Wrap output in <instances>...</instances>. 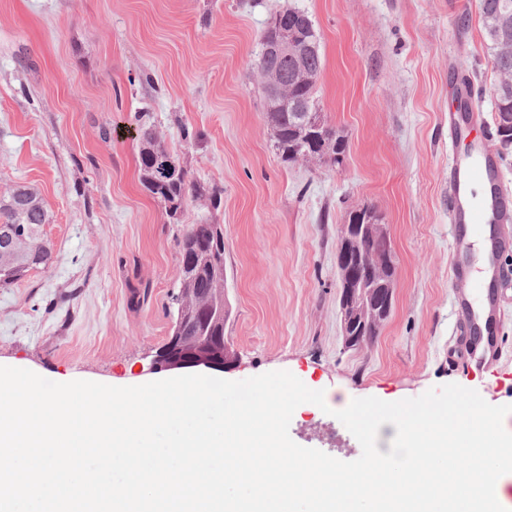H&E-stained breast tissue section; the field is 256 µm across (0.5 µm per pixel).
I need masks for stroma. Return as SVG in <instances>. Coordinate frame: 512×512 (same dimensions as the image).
<instances>
[{
    "label": "stroma",
    "mask_w": 512,
    "mask_h": 512,
    "mask_svg": "<svg viewBox=\"0 0 512 512\" xmlns=\"http://www.w3.org/2000/svg\"><path fill=\"white\" fill-rule=\"evenodd\" d=\"M299 8L322 34L316 91L345 136L342 164L282 162L255 61L270 13ZM497 81L478 0H0V190L38 189L49 270L0 287V364L54 382L154 381L172 333L185 225L224 227L227 380L288 371L345 400L415 398L456 383L512 405V298L499 375L452 363L448 112L472 84L492 125ZM221 200L177 218L139 179L136 115ZM195 140L185 141L183 130ZM375 208L397 262L374 342L345 345L336 263L350 211ZM289 433L337 459L361 447L306 403Z\"/></svg>",
    "instance_id": "obj_1"
}]
</instances>
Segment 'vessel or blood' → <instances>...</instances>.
I'll use <instances>...</instances> for the list:
<instances>
[{
	"mask_svg": "<svg viewBox=\"0 0 512 512\" xmlns=\"http://www.w3.org/2000/svg\"><path fill=\"white\" fill-rule=\"evenodd\" d=\"M483 197H476L475 186ZM448 223L455 260L451 285L458 334L452 350L468 367L494 370L504 357L499 336L507 284L502 263L512 256V193L483 142L448 159Z\"/></svg>",
	"mask_w": 512,
	"mask_h": 512,
	"instance_id": "1",
	"label": "vessel or blood"
}]
</instances>
